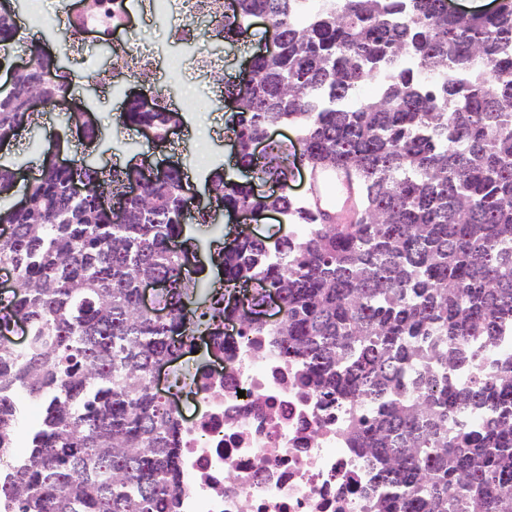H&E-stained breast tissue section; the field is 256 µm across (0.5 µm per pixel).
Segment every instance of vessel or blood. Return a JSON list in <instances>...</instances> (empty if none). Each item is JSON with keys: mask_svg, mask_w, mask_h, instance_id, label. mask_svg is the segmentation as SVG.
<instances>
[{"mask_svg": "<svg viewBox=\"0 0 512 512\" xmlns=\"http://www.w3.org/2000/svg\"><path fill=\"white\" fill-rule=\"evenodd\" d=\"M310 186L316 208L323 215L326 223H354L355 188L343 169L311 171Z\"/></svg>", "mask_w": 512, "mask_h": 512, "instance_id": "b4317fda", "label": "vessel or blood"}]
</instances>
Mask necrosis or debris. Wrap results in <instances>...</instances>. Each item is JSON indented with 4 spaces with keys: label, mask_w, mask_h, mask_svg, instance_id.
<instances>
[{
    "label": "necrosis or debris",
    "mask_w": 512,
    "mask_h": 512,
    "mask_svg": "<svg viewBox=\"0 0 512 512\" xmlns=\"http://www.w3.org/2000/svg\"><path fill=\"white\" fill-rule=\"evenodd\" d=\"M69 53L94 63L100 42L131 30L115 0H54ZM156 19L181 28L184 60L200 76L224 69L194 33L197 24L223 30L222 0H148ZM263 328L234 337L216 353L203 341L192 358L166 374L161 390L176 407L180 512H375L363 486L365 457L350 447V409L323 403L304 381V366L284 357Z\"/></svg>",
    "instance_id": "obj_1"
}]
</instances>
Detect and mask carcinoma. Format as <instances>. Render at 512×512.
Returning a JSON list of instances; mask_svg holds the SVG:
<instances>
[{
  "label": "carcinoma",
  "mask_w": 512,
  "mask_h": 512,
  "mask_svg": "<svg viewBox=\"0 0 512 512\" xmlns=\"http://www.w3.org/2000/svg\"><path fill=\"white\" fill-rule=\"evenodd\" d=\"M305 2L234 0L235 21L216 33L232 41L257 17L272 28L250 84L227 88L242 100L228 130L238 164L280 191L258 194L222 165L206 182L218 208L274 211L307 230L271 243L245 235L211 261L227 286L276 288L278 347L323 399L353 406L349 442L376 462V512H512V355L491 359L512 323V3L460 18L442 0H414L409 14L404 0ZM17 35L0 13V43ZM39 69L51 107L85 88L56 57ZM385 71L379 95L348 104ZM12 99L0 89V135L38 120ZM121 120L163 134L182 115L160 102ZM273 124L301 131L299 146L255 154ZM297 163L348 170L360 219L322 223L288 192ZM74 165L92 195L121 199L136 175ZM70 177L48 166L30 210L0 204L11 225L0 267L17 283L0 328L27 327L23 349L0 348V512H179L177 423L153 369L191 351L202 326L222 352L224 323H256L169 250L199 248L184 238L180 172L144 186L119 222L70 200ZM147 278L168 284L164 321L140 309ZM463 371L473 377L461 383ZM19 393L43 408L24 457L13 456ZM465 413L482 421L460 427Z\"/></svg>",
  "instance_id": "obj_1"
}]
</instances>
